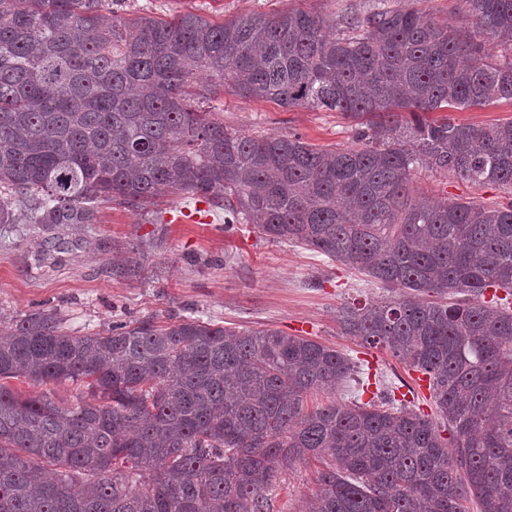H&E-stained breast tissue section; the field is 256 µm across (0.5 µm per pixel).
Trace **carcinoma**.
<instances>
[{"instance_id": "1", "label": "carcinoma", "mask_w": 512, "mask_h": 512, "mask_svg": "<svg viewBox=\"0 0 512 512\" xmlns=\"http://www.w3.org/2000/svg\"><path fill=\"white\" fill-rule=\"evenodd\" d=\"M120 2L0 0V224H94L105 202L222 190L224 225L397 291L337 319L426 374L439 419L393 389L382 407L304 409L369 378L276 329L144 318L78 336L56 309L26 313L0 328V512H273L269 489L306 461L322 464L307 512H512V303L497 295L512 288V119L449 116L512 103V0H463L456 24L390 0L219 25ZM227 87L340 112L355 145L245 135L192 105ZM426 172L504 201H426ZM21 378L88 395L8 385ZM449 114L453 115L459 122L485 126L512 117V105L510 103H500L486 108L457 110ZM9 385L13 386L16 390L25 392V393H39L45 390H51L54 392L56 397L62 398V399H69L72 395H74L76 391V386L73 385L71 382H64V383H50L44 386H33L32 384H29L24 379H13L9 380Z\"/></svg>"}]
</instances>
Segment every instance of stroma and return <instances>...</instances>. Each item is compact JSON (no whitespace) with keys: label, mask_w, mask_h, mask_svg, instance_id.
Wrapping results in <instances>:
<instances>
[{"label":"stroma","mask_w":512,"mask_h":512,"mask_svg":"<svg viewBox=\"0 0 512 512\" xmlns=\"http://www.w3.org/2000/svg\"><path fill=\"white\" fill-rule=\"evenodd\" d=\"M366 0H124L123 10L172 19L201 15L215 24L248 13L302 9L336 17L363 10ZM226 127L249 135L297 133L312 144L354 145L356 123L338 112L284 108L223 92L210 103ZM427 197L498 201L502 188L429 175L416 184ZM160 196L147 210L99 207L94 224H0V322L38 309H57L73 331L95 333L113 323L195 316L239 329H276L349 353L372 365L382 385L410 380L405 363L345 335L336 319L345 304L389 298L354 269L314 251L264 239L247 224H168L182 206ZM318 463H299L271 489L274 512H302L316 488Z\"/></svg>","instance_id":"35a3bbf8"}]
</instances>
